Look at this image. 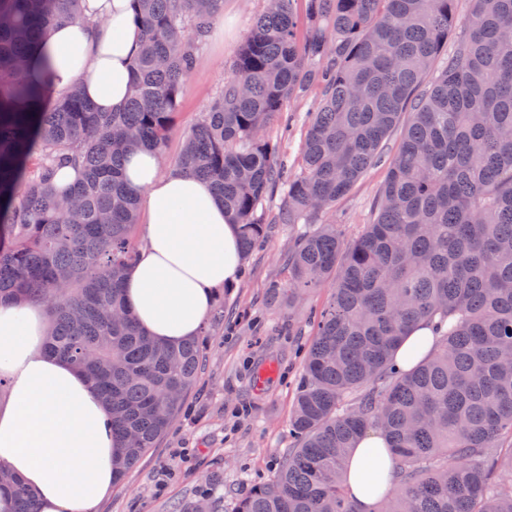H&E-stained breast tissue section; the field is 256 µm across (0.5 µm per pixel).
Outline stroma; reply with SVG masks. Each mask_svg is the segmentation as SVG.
<instances>
[{
    "mask_svg": "<svg viewBox=\"0 0 512 512\" xmlns=\"http://www.w3.org/2000/svg\"><path fill=\"white\" fill-rule=\"evenodd\" d=\"M267 0H222L197 67L184 81L179 110L164 151L170 170L184 136L206 112L226 79L254 19ZM319 86L287 99L263 135L289 176L302 170V148ZM384 166L369 170L352 191L323 213L320 223L339 225L345 240L355 239L369 218ZM283 194L273 190L256 210L263 237L243 261L238 281L219 289L208 313L204 368L172 428L126 477L98 512H188L207 494L217 512H234L253 483L278 471L287 450L296 447L288 419L304 359L312 341L313 320L332 294L325 285L296 304L271 302L269 287L287 279L288 254L295 229L279 221ZM183 461L175 473L164 466L174 454Z\"/></svg>",
    "mask_w": 512,
    "mask_h": 512,
    "instance_id": "1",
    "label": "stroma"
}]
</instances>
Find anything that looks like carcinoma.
Wrapping results in <instances>:
<instances>
[{"label": "carcinoma", "instance_id": "1", "mask_svg": "<svg viewBox=\"0 0 512 512\" xmlns=\"http://www.w3.org/2000/svg\"><path fill=\"white\" fill-rule=\"evenodd\" d=\"M295 2L269 0L175 161L210 184L246 256L263 233L258 204L283 188L281 223L315 225L288 254V304L333 284L289 417L298 446L235 512H357L344 476L370 429L396 473L380 512H512V0H473L464 20L457 0H305L301 38ZM218 3L133 0L132 93L124 111L100 112L77 88L47 104L27 66L46 29L81 19L82 0H0V298L48 303L47 350L85 371L112 413L118 481L182 411L205 350L196 337L154 341L128 309L139 202L123 158L163 154ZM317 78L323 98L290 178L259 132ZM384 157L361 234L318 223ZM67 165L82 177L62 199L53 179ZM420 321L438 348L401 373L391 353ZM3 489L14 512H36L18 481Z\"/></svg>", "mask_w": 512, "mask_h": 512}]
</instances>
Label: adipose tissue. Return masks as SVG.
I'll return each instance as SVG.
<instances>
[{"instance_id": "adipose-tissue-1", "label": "adipose tissue", "mask_w": 512, "mask_h": 512, "mask_svg": "<svg viewBox=\"0 0 512 512\" xmlns=\"http://www.w3.org/2000/svg\"><path fill=\"white\" fill-rule=\"evenodd\" d=\"M83 21L54 28L30 63L49 100L80 88L99 111L123 109L141 41L131 0H86ZM127 189L147 205L136 217L144 245L124 275V297L139 328L175 346L197 335L216 288L235 282L241 269L239 227L224 212L209 183L176 170L163 172L160 157L134 148L124 159ZM51 319L45 304L0 303V469L19 477L37 512H96L115 485L113 464L121 445L111 412L78 368L47 353ZM432 324H417L392 357L412 369L432 353ZM380 432L365 434L351 451L349 498L360 512H375L385 472L373 486V449H384Z\"/></svg>"}]
</instances>
